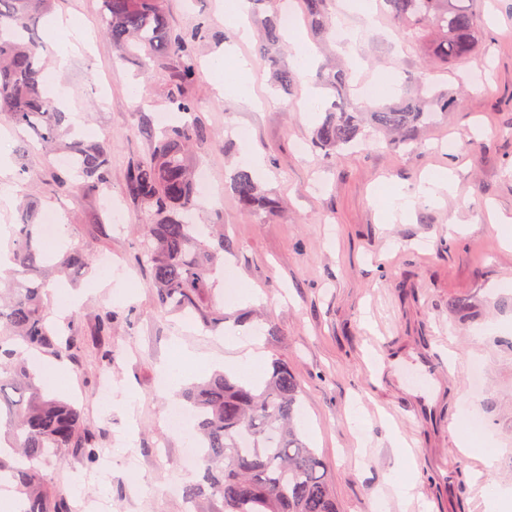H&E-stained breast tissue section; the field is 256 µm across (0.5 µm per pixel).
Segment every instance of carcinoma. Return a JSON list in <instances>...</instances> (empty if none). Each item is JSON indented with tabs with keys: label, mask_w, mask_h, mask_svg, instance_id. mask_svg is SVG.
<instances>
[{
	"label": "carcinoma",
	"mask_w": 512,
	"mask_h": 512,
	"mask_svg": "<svg viewBox=\"0 0 512 512\" xmlns=\"http://www.w3.org/2000/svg\"><path fill=\"white\" fill-rule=\"evenodd\" d=\"M54 0H0V123L35 134L53 151L64 149L70 165L50 172L63 193L95 190L107 182L110 158L100 144L67 142L72 127L43 93L45 60L35 30ZM166 0H102V24L118 51L117 59H141L146 70L178 62L170 96L178 112L196 111L190 91L195 81L194 53L204 27L176 31L164 10ZM269 15L260 19L257 58L271 69L275 89L292 93L293 72L279 58L284 16L282 0H252ZM333 0H299L313 36L334 39ZM397 34L420 44L429 57L446 65L464 63L478 51L479 17L474 0H381ZM319 81L343 97L350 73L323 69ZM448 93L428 87L374 111L331 104L312 137V146L335 151L352 146L371 131L388 132L402 144L414 141L437 112L457 107ZM202 129L185 123L152 139L150 156L129 166L125 190L146 216L140 241L150 274L157 310L196 315L211 329L224 323V311L213 303L215 274L224 261V225H209L217 242L203 240L193 223L198 207L197 163L192 151ZM242 207L270 217L283 213L278 199L265 190L248 167L237 169L229 185ZM38 206L27 205L20 223L9 228L14 278L0 289V422L6 421L7 443L0 446V480L5 478L21 500L20 512H72L70 494L52 485L42 468L70 455L88 467L98 464L97 434L70 402L48 398L19 347L42 351L78 364L85 338L62 337L49 323L44 288L32 277L46 255L37 222ZM92 254L77 246L59 258L63 270L91 264ZM115 312L104 307L91 336L100 359L112 361ZM301 386L288 363L275 359L263 383L245 386L224 372L192 385L182 393L196 412L194 425L202 448L194 479L182 483L184 498L195 512H337L331 480L321 458L296 427Z\"/></svg>",
	"instance_id": "cac0c4a2"
}]
</instances>
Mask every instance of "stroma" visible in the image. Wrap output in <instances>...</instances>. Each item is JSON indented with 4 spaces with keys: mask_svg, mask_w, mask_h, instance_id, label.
<instances>
[{
    "mask_svg": "<svg viewBox=\"0 0 512 512\" xmlns=\"http://www.w3.org/2000/svg\"><path fill=\"white\" fill-rule=\"evenodd\" d=\"M477 5L483 27L468 63L427 66L422 47L402 40L382 14L348 58L308 35L302 46L286 44L283 62L296 66L304 47L311 71L283 96L268 68L255 65L249 81L256 103L246 106L225 97L210 69L214 57H248L255 46L226 20L224 0H167L175 28H208L196 50L198 102L189 118L207 132L197 151L211 197L194 220L223 225L231 244L225 267L236 284L266 296L253 320L237 326L232 319L242 309L234 294L222 293L228 320L214 332L197 319L157 312L149 275L137 266L145 216L125 194L126 170L148 156L150 133L189 118L170 104L165 72L146 73L134 58L116 63L102 30V0H57L53 15L82 17L90 47L64 71L47 74L64 87V109L80 120L83 139L107 144L108 184L100 192L59 193L46 172L59 166L60 154L23 149L22 132L0 124V251L8 248V225L29 202L44 215L62 212L53 250L79 244L93 262L65 279L47 276V288L88 291L65 317L49 310V321L87 334L100 306L119 315L111 362L87 349L60 392L83 408L110 462L97 476L72 459L44 470L85 512H187L181 493L167 490L184 479V437L166 422L178 394L164 390L159 367L179 346L230 360L233 342L253 336L261 337L266 359L287 361L301 385L297 426L324 464L339 512H485L491 491L512 486V248L490 222L494 212L512 217V0ZM350 58L359 63L352 102L378 107L420 81L462 94L463 102L423 127L413 144L377 135L329 155L311 149L332 96L322 90L321 107L312 111L306 88L325 60L342 65ZM450 138L457 142L452 153L441 148ZM299 142L306 153L296 151ZM248 150L263 158L258 177L283 202V217L247 212L226 191ZM441 169L452 170L453 193L406 219L385 218L379 189L413 186ZM112 204L122 222H113ZM451 224L461 225V234L449 237ZM124 270L133 284L122 281ZM99 275L112 284L91 291ZM270 323L277 338L264 336ZM475 362L485 374L479 390L469 385ZM105 375L113 393L136 392L132 408L100 399ZM396 432L404 447H395ZM490 449L496 460L489 468ZM398 471L411 473L420 500L398 502L390 485Z\"/></svg>",
    "mask_w": 512,
    "mask_h": 512,
    "instance_id": "obj_1",
    "label": "stroma"
}]
</instances>
